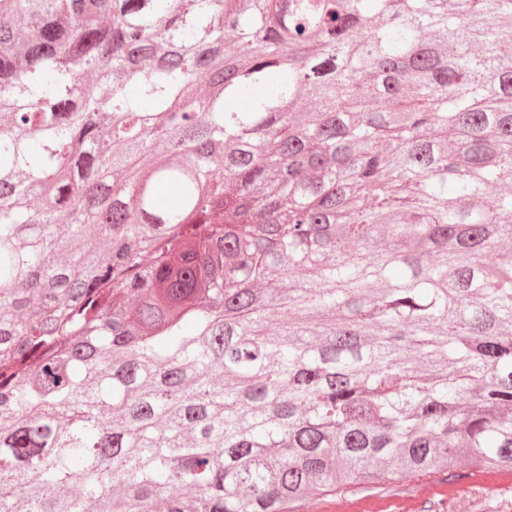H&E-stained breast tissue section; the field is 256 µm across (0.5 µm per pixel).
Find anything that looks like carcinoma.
Instances as JSON below:
<instances>
[{"instance_id": "obj_1", "label": "carcinoma", "mask_w": 512, "mask_h": 512, "mask_svg": "<svg viewBox=\"0 0 512 512\" xmlns=\"http://www.w3.org/2000/svg\"><path fill=\"white\" fill-rule=\"evenodd\" d=\"M507 43L512 0H0V512L511 473Z\"/></svg>"}]
</instances>
